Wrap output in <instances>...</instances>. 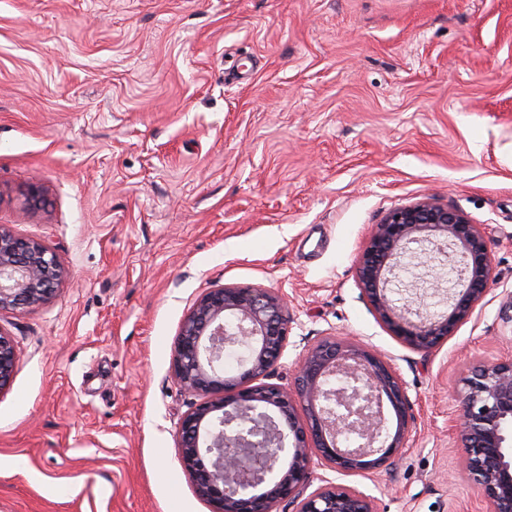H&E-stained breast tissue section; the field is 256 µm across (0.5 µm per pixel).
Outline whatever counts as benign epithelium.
Returning a JSON list of instances; mask_svg holds the SVG:
<instances>
[{
  "mask_svg": "<svg viewBox=\"0 0 512 512\" xmlns=\"http://www.w3.org/2000/svg\"><path fill=\"white\" fill-rule=\"evenodd\" d=\"M448 249L459 267L448 311L430 315L416 300L398 306L389 284L412 245ZM62 267L45 245L0 227V310L47 302ZM356 282L383 323L409 348L431 352L454 335L493 282L488 242L480 225L432 197L392 209L374 226L356 264ZM285 299L260 286L206 289L174 344L173 374L197 397L179 423V458L197 495L212 512H376L373 500L328 482L313 492L314 464L341 475L392 465L406 448L409 399L391 366L366 347L327 337L299 358L291 388L270 382L288 344ZM244 355L226 371L224 350ZM18 360L13 337L0 330V393ZM455 424L462 466L486 512H512V359L479 362L462 377ZM397 418L383 435L384 403ZM354 431L358 444L346 442ZM293 435V447L285 440Z\"/></svg>",
  "mask_w": 512,
  "mask_h": 512,
  "instance_id": "1",
  "label": "benign epithelium"
}]
</instances>
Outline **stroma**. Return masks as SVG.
<instances>
[{"label":"stroma","instance_id":"1","mask_svg":"<svg viewBox=\"0 0 512 512\" xmlns=\"http://www.w3.org/2000/svg\"><path fill=\"white\" fill-rule=\"evenodd\" d=\"M40 182L44 203L23 193ZM479 224L494 280L439 349L355 278L372 227L427 196ZM0 227L56 254L0 311V512H211L179 460L173 347L209 288L261 286L308 346H367L409 398L394 468L341 476L376 512H484L454 430L472 363L512 359V0H0ZM437 261L409 266L437 311ZM18 360L13 337L0 330V393L9 387Z\"/></svg>","mask_w":512,"mask_h":512}]
</instances>
